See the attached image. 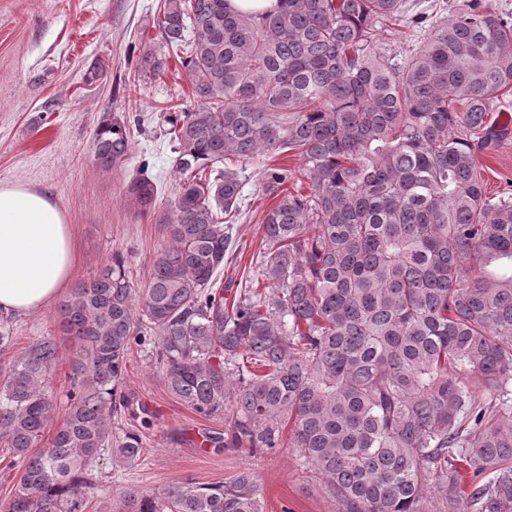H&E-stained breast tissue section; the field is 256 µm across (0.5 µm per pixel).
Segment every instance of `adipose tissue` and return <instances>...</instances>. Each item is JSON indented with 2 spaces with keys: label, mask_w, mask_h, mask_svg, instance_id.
Listing matches in <instances>:
<instances>
[{
  "label": "adipose tissue",
  "mask_w": 512,
  "mask_h": 512,
  "mask_svg": "<svg viewBox=\"0 0 512 512\" xmlns=\"http://www.w3.org/2000/svg\"><path fill=\"white\" fill-rule=\"evenodd\" d=\"M74 235L48 195L0 185V312L45 309L69 279Z\"/></svg>",
  "instance_id": "obj_1"
}]
</instances>
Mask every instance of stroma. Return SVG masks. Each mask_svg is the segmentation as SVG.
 Returning <instances> with one entry per match:
<instances>
[{
	"mask_svg": "<svg viewBox=\"0 0 512 512\" xmlns=\"http://www.w3.org/2000/svg\"><path fill=\"white\" fill-rule=\"evenodd\" d=\"M160 0H0V184L48 194L75 236V261L67 284L43 312L13 319L14 341L0 351V379L33 342L53 338L58 360L49 374L52 418L42 446L63 422L72 366L79 348L66 332L60 307L82 282L100 271L113 251L128 259L135 287H145L157 254L168 242L162 219L169 213L179 177L176 154L160 115L193 102L191 85L176 57L156 78L138 75L129 55L144 45L161 47L153 21ZM423 31L400 21L379 26L376 49L395 62L419 46ZM102 64L105 77L85 75ZM124 120L132 151L119 166L96 164L92 136L103 115ZM488 194L512 191V140L478 151ZM146 170L157 188L154 210L142 211L125 186ZM242 195L248 208L233 226L240 246L224 275L241 279L262 249L259 210L265 203L260 168L243 166ZM125 405L112 418L116 433L141 435L144 454L127 467L105 453L92 464L97 484L91 512H121L129 488L153 494L189 478L224 482L251 468L265 512H338L322 482L299 465L294 449L268 453L217 448L206 436L222 434L224 419L203 417L167 388L163 369L148 348L133 349L122 381Z\"/></svg>",
	"mask_w": 512,
	"mask_h": 512,
	"instance_id": "1",
	"label": "stroma"
}]
</instances>
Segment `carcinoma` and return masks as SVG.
<instances>
[{"mask_svg":"<svg viewBox=\"0 0 512 512\" xmlns=\"http://www.w3.org/2000/svg\"><path fill=\"white\" fill-rule=\"evenodd\" d=\"M407 0H161L162 46L182 54L195 107L164 113L180 175L168 244L146 288L120 251L61 308L82 354L69 410L37 452L58 358L33 343L0 381V442L18 468L0 512H89L90 464L132 465L141 436L112 432L135 347L152 346L168 389L201 416H224V447L287 446L339 512H512V194L486 193L475 140L512 91V19L462 0L396 64L378 23ZM137 67L160 76L147 46ZM131 151L106 115L92 153L111 168ZM261 166L263 251L245 282L217 283L243 211L236 164ZM224 164L211 177L208 168ZM156 202L144 172L126 185ZM471 262L465 275L464 262ZM472 474L464 490L462 470ZM123 512H262L250 469L230 481L128 489Z\"/></svg>","mask_w":512,"mask_h":512,"instance_id":"obj_1","label":"carcinoma"}]
</instances>
